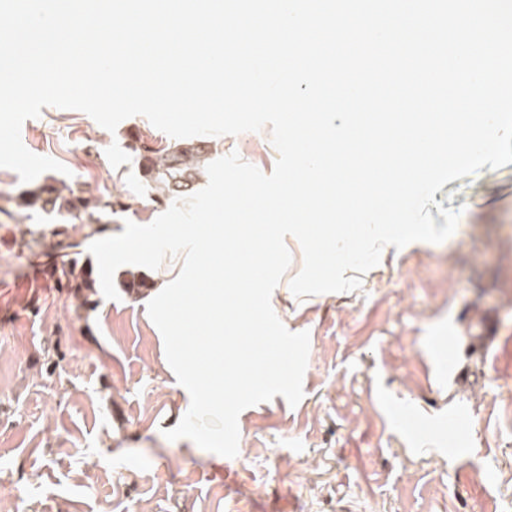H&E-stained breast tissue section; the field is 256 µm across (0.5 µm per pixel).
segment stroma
Returning a JSON list of instances; mask_svg holds the SVG:
<instances>
[{
    "instance_id": "obj_1",
    "label": "stroma",
    "mask_w": 512,
    "mask_h": 512,
    "mask_svg": "<svg viewBox=\"0 0 512 512\" xmlns=\"http://www.w3.org/2000/svg\"><path fill=\"white\" fill-rule=\"evenodd\" d=\"M23 144L56 159L92 195H123L112 216L146 225L164 206L143 197L136 147L169 146L145 117L107 131L77 110L43 108ZM272 173L259 132L212 139ZM461 209L445 242L387 247L360 290L296 298L299 241L274 312L310 334L304 396L239 416L227 458L188 439L164 341L128 283L154 270L124 265L119 300H83L35 265L22 226L0 215V512H512V164L482 168L435 195ZM452 332L456 380L434 338Z\"/></svg>"
}]
</instances>
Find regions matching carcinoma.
<instances>
[{
    "label": "carcinoma",
    "mask_w": 512,
    "mask_h": 512,
    "mask_svg": "<svg viewBox=\"0 0 512 512\" xmlns=\"http://www.w3.org/2000/svg\"><path fill=\"white\" fill-rule=\"evenodd\" d=\"M210 141H183L162 149L145 145L137 149L141 177V193L157 203H171L188 197L202 176L200 159L209 154ZM0 214L15 217V210L26 212V218L38 217L61 224H80L92 228L90 235L105 231L108 216L125 203L110 196L86 197L74 185L53 178L20 187L15 193L0 194ZM27 233L44 239L54 238L49 248L57 258L58 280L67 288H84L96 292V280L91 267L81 266L76 256L84 252V241L65 230L46 231L35 226Z\"/></svg>",
    "instance_id": "carcinoma-1"
}]
</instances>
